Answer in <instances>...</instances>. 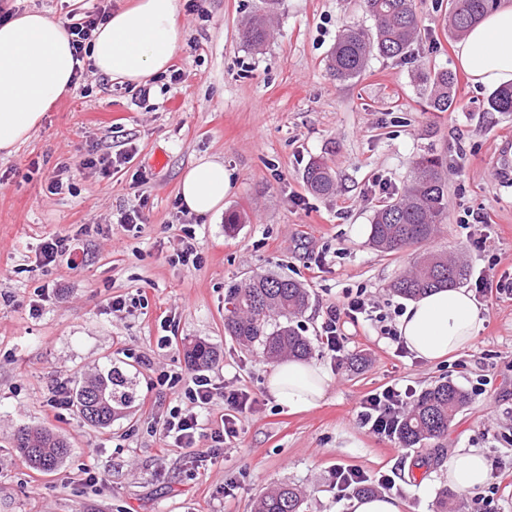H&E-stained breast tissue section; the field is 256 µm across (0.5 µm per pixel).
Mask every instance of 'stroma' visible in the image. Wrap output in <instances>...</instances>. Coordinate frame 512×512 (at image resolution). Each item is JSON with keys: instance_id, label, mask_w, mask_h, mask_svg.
I'll use <instances>...</instances> for the list:
<instances>
[{"instance_id": "35a3bbf8", "label": "stroma", "mask_w": 512, "mask_h": 512, "mask_svg": "<svg viewBox=\"0 0 512 512\" xmlns=\"http://www.w3.org/2000/svg\"><path fill=\"white\" fill-rule=\"evenodd\" d=\"M73 23L100 0H5ZM260 0H181L185 36L171 70L148 98L84 62L75 88L46 113L33 137L0 155V512H252L267 488L290 483L306 492L302 512H342L333 482L350 466L396 483L404 512H433L446 486L444 465L461 448L480 449L509 476L492 490L463 492V512H512V299L480 301L474 344L427 363L400 354L381 324L345 325L347 357L318 347L328 307L361 293L394 325L405 297L390 285L417 252L386 254L355 225H370L380 205L409 181L415 161L442 158L448 210L428 244L460 258L470 278L493 270L512 278V112L487 111L489 89L459 75L456 104L428 106L421 77L456 67L448 0H414L424 30L402 58L371 56L356 78L336 81L327 64L340 30H372L363 0H281L272 37L242 43L239 29ZM111 155V177L84 166L88 152ZM216 156L232 176L224 210L205 217L179 197L183 173ZM324 159L333 195H311L307 165ZM70 187L47 190L59 167ZM139 210V228L119 224ZM242 222L227 228L224 216ZM472 212L491 216L469 223ZM193 226L200 260L182 264V225ZM78 238L56 264L36 263L44 241ZM293 278L309 291L297 323L311 355L334 383L316 408L277 406L264 381L268 361L224 332L229 286L256 274ZM126 309L112 308L113 298ZM202 341L217 362L213 383L249 392L239 440L198 461L159 439L154 425L185 396L193 375L184 350ZM119 366L135 401L110 427L84 424L74 409L48 400L57 381L69 387ZM176 376L168 387L163 379ZM451 382L468 407L439 442L403 447L360 424L361 399L385 386L421 393ZM23 425L53 430L71 454L53 472L30 470L16 448ZM96 481H89V473Z\"/></svg>"}]
</instances>
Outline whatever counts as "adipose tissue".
Masks as SVG:
<instances>
[{
    "label": "adipose tissue",
    "instance_id": "obj_1",
    "mask_svg": "<svg viewBox=\"0 0 512 512\" xmlns=\"http://www.w3.org/2000/svg\"><path fill=\"white\" fill-rule=\"evenodd\" d=\"M179 0H131L115 9L94 33L89 58L95 69L121 84L142 85L166 71L184 39L176 22ZM458 67L470 82L495 87L512 82V0L490 11L455 47ZM75 62L61 20L25 10L0 21V154H14L40 126L46 112L70 93ZM232 187L223 162L197 160L182 175L186 209L219 212ZM480 308L470 292L443 288L411 301L398 319V336L415 358L435 362L474 344ZM334 383L324 366L297 359L269 365L266 388L292 413L320 405ZM448 484L467 491L486 484L490 470L482 452L462 448L446 464Z\"/></svg>",
    "mask_w": 512,
    "mask_h": 512
}]
</instances>
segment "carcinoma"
Returning <instances> with one entry per match:
<instances>
[{"label":"carcinoma","mask_w":512,"mask_h":512,"mask_svg":"<svg viewBox=\"0 0 512 512\" xmlns=\"http://www.w3.org/2000/svg\"><path fill=\"white\" fill-rule=\"evenodd\" d=\"M263 11L253 14L242 26L243 43L262 46L271 35V20L280 0H262ZM495 0H450L448 10L452 28L463 33L478 23ZM374 21L370 35L355 28L342 29L328 61V68L338 81H349L363 71L368 57L376 52L383 57H402L418 39L421 19L413 0H365ZM457 75L445 70L425 82L429 104L434 112H446L456 103ZM491 112H512V83L494 90L487 100ZM303 180L307 190L328 196L336 190V179L322 159L311 161ZM447 209L444 193L443 160L423 156L415 162L414 176L404 186L401 196L378 209L371 227L372 244L384 251L396 252L414 245H424L435 235ZM467 278V267L446 255L425 253L408 271L398 276L394 292L416 298L433 288H453ZM309 303V292L302 283L276 275H255L229 288L224 297V329L242 345L258 344L270 360L284 356L306 357L312 346L292 325ZM192 369L208 368L216 363L214 349L196 342L185 350ZM106 397L98 400L96 394ZM135 392L123 373L111 368L104 375L77 384L73 404L88 424L107 428L116 410L134 401ZM468 394L451 382H441L422 391L405 412L395 438L405 448H415L438 439L448 425L468 404ZM22 461L39 471H52L67 457L68 442L45 427H24L16 439ZM304 491L289 484H279L262 493L255 512H301Z\"/></svg>","instance_id":"1"}]
</instances>
